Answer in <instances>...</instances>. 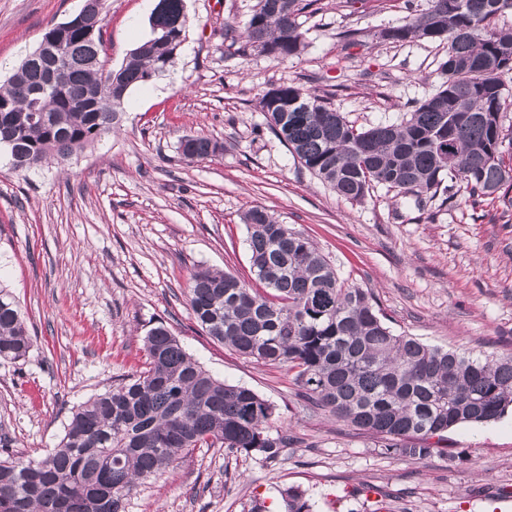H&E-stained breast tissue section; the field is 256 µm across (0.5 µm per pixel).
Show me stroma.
I'll return each instance as SVG.
<instances>
[{"instance_id": "stroma-1", "label": "stroma", "mask_w": 512, "mask_h": 512, "mask_svg": "<svg viewBox=\"0 0 512 512\" xmlns=\"http://www.w3.org/2000/svg\"><path fill=\"white\" fill-rule=\"evenodd\" d=\"M254 0H185L177 66L132 89L105 141L29 176L0 164V285L34 339L0 361V447L40 456L71 411L139 374L143 339L165 325L215 378L274 403L295 441L275 461L197 448L131 496L128 512H280L295 487L313 512H512V409L448 431L410 460L300 396L295 371L239 356L203 333L188 302L192 274L252 282L244 215L260 206L308 236L348 284L372 292L394 333L476 357L512 353V186L472 202L464 184L424 206L374 187L341 199L267 128L259 97L292 84L325 95L356 127L398 121L434 93L446 45L379 41L427 0H319L301 17L306 48L276 59L240 54L225 23ZM82 0H0V80ZM153 0H106V56L120 66L151 34ZM356 31L355 43L341 37ZM224 144L202 162L187 135Z\"/></svg>"}]
</instances>
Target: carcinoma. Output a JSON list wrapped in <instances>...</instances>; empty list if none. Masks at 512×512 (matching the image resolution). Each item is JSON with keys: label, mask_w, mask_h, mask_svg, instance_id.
<instances>
[{"label": "carcinoma", "mask_w": 512, "mask_h": 512, "mask_svg": "<svg viewBox=\"0 0 512 512\" xmlns=\"http://www.w3.org/2000/svg\"><path fill=\"white\" fill-rule=\"evenodd\" d=\"M317 0H256L242 49L276 58L305 49L299 17ZM104 0L49 28L66 46L60 82L29 52L0 84V152L26 175L64 161L112 134L131 90L174 69L185 40L184 0H158L151 38L114 68L105 53ZM512 0H428L384 42L448 44L445 80L395 123L350 124L323 96L281 84L261 97L267 128L322 184L350 202L383 186L421 206L466 184L491 197L512 184L503 143L505 79L512 75V29L492 21ZM218 140L188 136L179 149L200 162ZM250 288L222 271L191 277L189 305L203 332L263 365L297 370L302 397L328 416L376 436L381 447L421 460L430 440L462 424H487L512 406V355L475 359L395 334L372 294L340 280L313 241L256 207L244 216ZM33 344L13 294L0 287V359H24ZM147 367L72 412L52 451L0 458V512H126L139 481L163 474L184 451L218 446L278 458L288 437L274 428L276 408L252 388L213 377L163 324L144 338ZM287 512H312L306 493L282 492Z\"/></svg>", "instance_id": "obj_1"}]
</instances>
